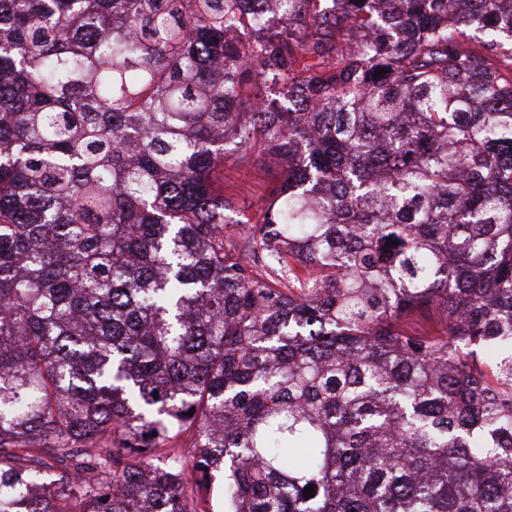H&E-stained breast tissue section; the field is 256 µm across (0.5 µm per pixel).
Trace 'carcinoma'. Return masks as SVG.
Listing matches in <instances>:
<instances>
[{
    "label": "carcinoma",
    "mask_w": 512,
    "mask_h": 512,
    "mask_svg": "<svg viewBox=\"0 0 512 512\" xmlns=\"http://www.w3.org/2000/svg\"><path fill=\"white\" fill-rule=\"evenodd\" d=\"M241 2L0 0V512H512V0ZM266 176L259 172L241 173L230 166L224 167V194L233 195L239 202V211L235 216L242 224H229L224 231L239 241V238L249 234L250 228L256 224L264 194Z\"/></svg>",
    "instance_id": "1"
}]
</instances>
